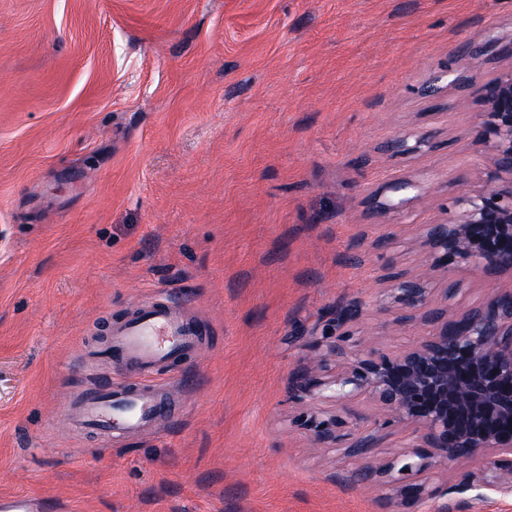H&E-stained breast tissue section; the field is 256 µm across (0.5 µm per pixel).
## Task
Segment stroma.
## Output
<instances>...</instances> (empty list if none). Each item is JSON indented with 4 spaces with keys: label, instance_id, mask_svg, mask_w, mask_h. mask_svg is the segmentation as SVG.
I'll use <instances>...</instances> for the list:
<instances>
[{
    "label": "stroma",
    "instance_id": "1",
    "mask_svg": "<svg viewBox=\"0 0 512 512\" xmlns=\"http://www.w3.org/2000/svg\"><path fill=\"white\" fill-rule=\"evenodd\" d=\"M498 35L493 47L479 37ZM512 71V0H0V495L70 512H392L361 460L295 418L308 345L356 305L401 351L393 272L481 186L482 85ZM429 135L411 154L401 133ZM410 180L419 196L384 202ZM455 311L512 276L451 266ZM164 297L212 328L173 373L181 417L104 448L60 424L120 381L105 320ZM512 512L484 491L405 512Z\"/></svg>",
    "mask_w": 512,
    "mask_h": 512
}]
</instances>
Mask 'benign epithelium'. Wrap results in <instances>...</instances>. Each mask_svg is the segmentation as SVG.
<instances>
[{"label":"benign epithelium","instance_id":"obj_1","mask_svg":"<svg viewBox=\"0 0 512 512\" xmlns=\"http://www.w3.org/2000/svg\"><path fill=\"white\" fill-rule=\"evenodd\" d=\"M486 110L479 135L491 143V165L484 186L464 190L455 214L425 224L420 247L425 267L414 277L391 275L405 315L429 333L397 354L347 350L354 333L347 326L358 311L344 308L334 322L345 328L306 372L300 387L313 399L336 404L296 419L318 444H334L367 457L379 438L349 425L347 402L367 396L383 412L382 426L413 428L409 450L352 473L353 484L383 481L406 503L448 494L432 486L429 474L453 463L462 467L454 490L512 493V285L495 289L483 303L456 313L435 302L448 299L446 284L430 287L437 272L455 263L485 272H512V71L483 86Z\"/></svg>","mask_w":512,"mask_h":512}]
</instances>
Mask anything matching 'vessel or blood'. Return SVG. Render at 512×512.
Returning a JSON list of instances; mask_svg holds the SVG:
<instances>
[{"label":"vessel or blood","mask_w":512,"mask_h":512,"mask_svg":"<svg viewBox=\"0 0 512 512\" xmlns=\"http://www.w3.org/2000/svg\"><path fill=\"white\" fill-rule=\"evenodd\" d=\"M207 336V327L182 307L162 300L145 303L110 326L102 349L127 373V380L72 393L66 425L95 432L107 445L113 433L174 418L178 408L163 379L182 360L202 356ZM55 508L48 498L0 497V512H54Z\"/></svg>","instance_id":"b4317fda"}]
</instances>
